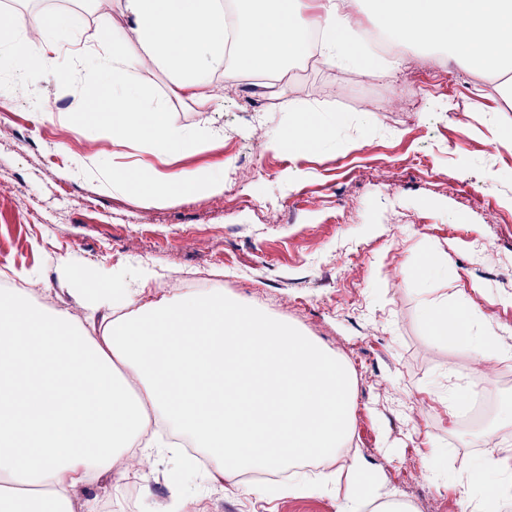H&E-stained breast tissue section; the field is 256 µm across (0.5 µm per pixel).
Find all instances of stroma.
<instances>
[{
  "mask_svg": "<svg viewBox=\"0 0 512 512\" xmlns=\"http://www.w3.org/2000/svg\"><path fill=\"white\" fill-rule=\"evenodd\" d=\"M97 24L84 14L45 70L0 64V125L12 129L0 141V179L20 198L19 213L0 220V265L29 270L62 311L80 306L56 275L67 258L100 284L124 278L144 303L161 299L164 280L178 275L298 326L340 358L356 357L354 402L370 433L359 454L385 491L414 512H471L458 480L489 452H512V426L500 422L512 406V360L480 372L470 349L432 338L422 308L480 309L470 335L493 332L512 346V98L500 92L512 84V66L477 72L454 60L437 77L428 64L441 49L402 43L405 66L394 77L339 63L283 73L275 93L249 110L241 102L253 88L225 81L207 112L151 68L145 95L186 130L223 131L224 146L169 160L135 145L116 158L111 137L72 120L89 80L76 51ZM298 110L328 131L321 148L293 139ZM277 133L289 137L287 147L270 148ZM75 139L129 174L144 165L221 171L224 190L164 200L113 192L76 175ZM242 195L252 210L236 208ZM27 214L42 215V224L24 223ZM189 230L207 248L186 242ZM431 250L442 268L429 273ZM488 427L491 444L482 437ZM411 446L420 460L396 481ZM126 473L137 496L103 480L77 496L94 499L99 512H164L178 485L189 512H336L335 492L260 499L206 486L170 454L131 458Z\"/></svg>",
  "mask_w": 512,
  "mask_h": 512,
  "instance_id": "1",
  "label": "stroma"
}]
</instances>
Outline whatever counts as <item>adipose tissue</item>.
I'll return each mask as SVG.
<instances>
[{"label": "adipose tissue", "instance_id": "obj_1", "mask_svg": "<svg viewBox=\"0 0 512 512\" xmlns=\"http://www.w3.org/2000/svg\"><path fill=\"white\" fill-rule=\"evenodd\" d=\"M364 3L396 40L448 47L485 71L512 64V0H238L232 49L221 0H120L130 29L100 23L85 49L100 74L94 92L112 99L111 111L92 118L111 128L116 156L131 141L174 153L222 146L223 133L204 125L186 131L146 103L143 67L169 74L178 94L206 112L216 97L213 76L227 62L240 71L271 69L300 55L310 29L323 36L325 61L351 59L344 33ZM81 26L80 14H51L32 35L19 17L0 29V44L12 63L40 71L53 64L58 38ZM81 169L116 192L135 184L166 196L224 190L204 168H145L132 180L91 153ZM57 275L76 286L99 324L37 306L20 288L0 292V512H95L91 500L75 508L73 488L102 479L121 489L125 474L116 464L153 421L192 438L233 484L247 471L337 456L349 433L353 379L313 338L218 294L175 292L142 304L122 285H97L69 260L58 262ZM423 316L435 339L472 346L477 360L512 358L496 337L467 334L478 311L439 303ZM462 488L474 512H483L486 498L511 499L512 461L485 457ZM338 512L411 507L381 492L377 472L355 454Z\"/></svg>", "mask_w": 512, "mask_h": 512}]
</instances>
